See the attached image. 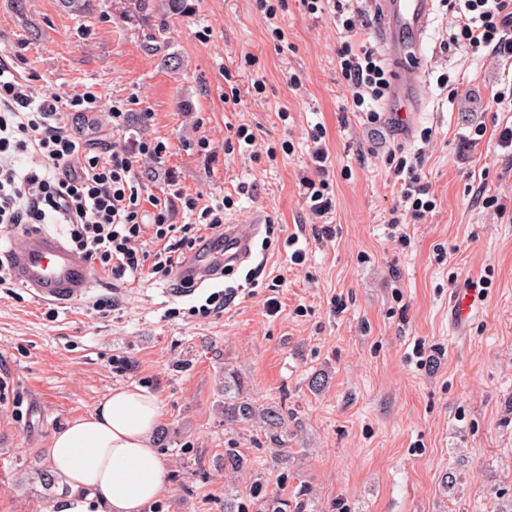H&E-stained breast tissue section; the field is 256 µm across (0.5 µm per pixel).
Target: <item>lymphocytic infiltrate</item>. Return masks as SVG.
I'll list each match as a JSON object with an SVG mask.
<instances>
[{"label":"lymphocytic infiltrate","mask_w":512,"mask_h":512,"mask_svg":"<svg viewBox=\"0 0 512 512\" xmlns=\"http://www.w3.org/2000/svg\"><path fill=\"white\" fill-rule=\"evenodd\" d=\"M310 12L327 7L340 27L337 58L355 111L376 124L374 108L391 88V73L363 37L365 14L352 0H307ZM454 31L448 43L489 47L512 59V39L503 34L512 24V0H457ZM132 114L115 104L101 111L94 93L63 100L53 89L23 78L0 55V228L11 231L25 224H62L73 252L110 271L113 280L141 277L150 271L170 277L181 255L191 252L207 230L224 224V203H203L201 194L185 192L176 169L164 171L169 193L149 195L141 177L144 161L166 154L163 142L132 134ZM323 130L311 135V174L300 183L308 207L316 216L333 207L329 153ZM385 162L399 187L401 212L390 225L401 242L404 216L419 219L434 208L416 164L401 151ZM188 210L192 220L172 221L175 208ZM160 241L157 251L146 237Z\"/></svg>","instance_id":"obj_1"}]
</instances>
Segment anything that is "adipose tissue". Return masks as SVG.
Masks as SVG:
<instances>
[{
	"label": "adipose tissue",
	"instance_id": "ef3b65f1",
	"mask_svg": "<svg viewBox=\"0 0 512 512\" xmlns=\"http://www.w3.org/2000/svg\"><path fill=\"white\" fill-rule=\"evenodd\" d=\"M160 418L153 394L123 387L55 431L43 454L73 495L64 512H147L166 487L156 447Z\"/></svg>",
	"mask_w": 512,
	"mask_h": 512
}]
</instances>
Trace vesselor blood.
<instances>
[{
  "instance_id": "obj_1",
  "label": "vessel or blood",
  "mask_w": 512,
  "mask_h": 512,
  "mask_svg": "<svg viewBox=\"0 0 512 512\" xmlns=\"http://www.w3.org/2000/svg\"><path fill=\"white\" fill-rule=\"evenodd\" d=\"M377 35L392 65L391 96L399 107L390 113L392 123L410 128L412 109L425 95L426 84L421 66L422 38L434 12V0H377ZM261 219L247 224L225 225L209 249L190 254L174 268L176 278L191 277L203 281L217 269L236 268L252 254V244L260 232ZM23 286L30 288L44 303L64 305L83 299L93 282L87 260L76 255L57 234L39 231L27 235L18 247L0 255ZM480 297L475 289L452 292L449 322L456 331H464L477 314Z\"/></svg>"
}]
</instances>
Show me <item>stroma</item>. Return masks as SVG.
<instances>
[{"label":"stroma","instance_id":"1","mask_svg":"<svg viewBox=\"0 0 512 512\" xmlns=\"http://www.w3.org/2000/svg\"><path fill=\"white\" fill-rule=\"evenodd\" d=\"M451 20L436 0L426 103L408 135L354 112L336 24L302 0L272 20L256 0H88L80 12L0 0V52L22 76L66 99L124 103L134 130L167 147L146 173L177 168L206 203L231 197L225 218L272 222L253 267L187 296L147 274L104 276L62 307L0 288V512H59L71 491L42 479L51 434L134 386L161 409L167 485L150 512H224L228 493L248 506L282 496L302 512H512V211L482 203L512 199V104L498 100L512 93V60L441 48ZM240 126L252 144L223 154ZM318 126L335 200L323 221L300 185ZM400 146L435 202L409 221L407 245L388 226L399 201L384 156ZM325 223L334 239H318ZM291 238L306 253L298 265ZM484 280L479 316L453 334L449 291ZM222 288L233 294L223 312L191 315ZM228 394L281 408L287 464L261 428L225 421ZM230 446L252 470L225 473Z\"/></svg>","mask_w":512,"mask_h":512}]
</instances>
